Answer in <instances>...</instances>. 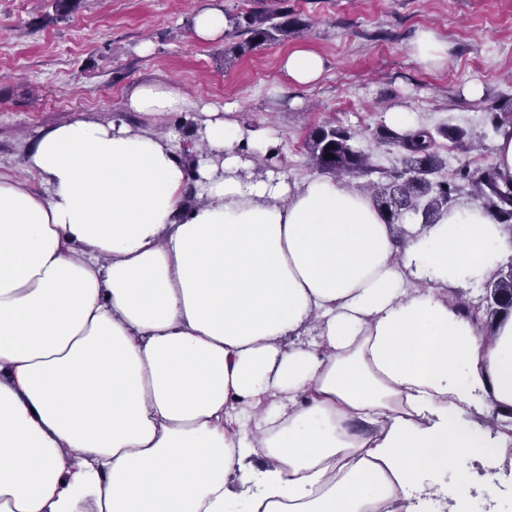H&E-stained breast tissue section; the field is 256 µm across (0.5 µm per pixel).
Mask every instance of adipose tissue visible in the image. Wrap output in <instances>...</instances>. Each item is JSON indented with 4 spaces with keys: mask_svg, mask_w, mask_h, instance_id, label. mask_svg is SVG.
I'll return each mask as SVG.
<instances>
[{
    "mask_svg": "<svg viewBox=\"0 0 512 512\" xmlns=\"http://www.w3.org/2000/svg\"><path fill=\"white\" fill-rule=\"evenodd\" d=\"M299 48L279 71L318 83ZM43 131L0 179V512H470L512 475V259L465 200L397 238L363 192L267 170L278 141L166 81ZM196 113L194 163L176 128ZM507 272L503 267H500L497 273L485 283L484 289L481 287L477 290L461 289L460 297L470 301L473 299L478 300L483 295L479 303L474 306L469 302H460V309L463 315L469 316V311L476 307V310L482 312L480 321L483 316L492 323L494 319L502 318L509 314L512 310V261L506 266ZM479 312V313H480Z\"/></svg>",
    "mask_w": 512,
    "mask_h": 512,
    "instance_id": "adipose-tissue-1",
    "label": "adipose tissue"
}]
</instances>
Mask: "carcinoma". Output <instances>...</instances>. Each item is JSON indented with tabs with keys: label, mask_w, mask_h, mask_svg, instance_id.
<instances>
[{
	"label": "carcinoma",
	"mask_w": 512,
	"mask_h": 512,
	"mask_svg": "<svg viewBox=\"0 0 512 512\" xmlns=\"http://www.w3.org/2000/svg\"><path fill=\"white\" fill-rule=\"evenodd\" d=\"M286 17L276 9L231 17L233 28L249 35L237 46V51L243 53L260 44L288 40L295 34V27ZM375 136L380 143L397 150L399 161L395 167H376L367 154L355 147L350 129L339 125L315 129L308 136L306 147L314 169L321 173L336 178L379 174L378 179L367 181L364 188L386 222L397 229V237L404 235L403 218L417 215L421 223L434 224L448 211L455 197L465 191L499 223L512 228V178L500 175L494 168L476 174L464 166L446 179L439 176L447 161L437 149V137L469 149L472 137L463 128L439 126L434 131L426 127L401 131L381 125ZM327 154L332 158H325ZM484 290L485 295L477 305L460 303L462 313L467 316L474 307L491 321L508 315L512 310V263L505 269L499 268L485 283Z\"/></svg>",
	"instance_id": "carcinoma-1"
}]
</instances>
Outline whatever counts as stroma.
<instances>
[{
	"instance_id": "35a3bbf8",
	"label": "stroma",
	"mask_w": 512,
	"mask_h": 512,
	"mask_svg": "<svg viewBox=\"0 0 512 512\" xmlns=\"http://www.w3.org/2000/svg\"><path fill=\"white\" fill-rule=\"evenodd\" d=\"M54 0H0V177L40 190L22 159L44 130L81 118L120 116L137 85L168 81L195 99L235 104L247 126L271 129L276 166L293 178L313 176L308 135L333 123L355 132L376 166L398 161L374 136L386 111L414 112L417 125H456L482 133L512 103V0H280L298 21L296 37L232 55L234 31L211 42L192 37L195 14L221 4L236 15L270 0H82L54 19ZM448 41L450 57L427 71L411 57L416 33ZM150 51H143V44ZM307 47L328 62L309 88L285 86L278 69L289 50ZM482 83L481 97L462 93Z\"/></svg>"
}]
</instances>
